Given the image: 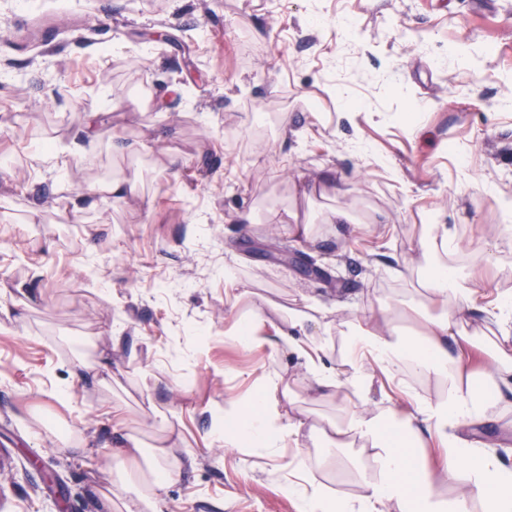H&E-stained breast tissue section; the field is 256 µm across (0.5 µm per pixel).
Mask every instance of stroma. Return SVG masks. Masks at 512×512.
I'll return each instance as SVG.
<instances>
[{
    "instance_id": "1",
    "label": "stroma",
    "mask_w": 512,
    "mask_h": 512,
    "mask_svg": "<svg viewBox=\"0 0 512 512\" xmlns=\"http://www.w3.org/2000/svg\"><path fill=\"white\" fill-rule=\"evenodd\" d=\"M511 97L512 0H0V512H103L135 493L112 483L121 433L167 428L184 466L164 512H296L298 454L359 493L366 461L324 465L317 434L347 403L229 333L263 297L276 321L388 307L416 335L429 224L456 228L449 266L512 292ZM132 175L137 196L97 195ZM270 374L310 431L216 444L214 415ZM459 433L512 461V407Z\"/></svg>"
}]
</instances>
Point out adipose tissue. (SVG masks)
Returning <instances> with one entry per match:
<instances>
[{"mask_svg":"<svg viewBox=\"0 0 512 512\" xmlns=\"http://www.w3.org/2000/svg\"><path fill=\"white\" fill-rule=\"evenodd\" d=\"M476 280L444 264L427 275L424 299L434 313L417 339L399 335L385 310L347 322L339 356L330 326L318 318L292 315L273 326V348L296 356L319 396L347 392L360 403L322 429L323 442L336 448L359 444L376 465L362 477L360 494L335 498L307 458H298L303 480L285 486L297 512H512V463L458 433L459 427L487 422L494 408L512 407V346L489 348L465 330L481 309ZM410 372L434 384L436 393L415 390L406 378ZM396 388L405 393V405L395 400ZM276 390V382L268 381L247 409H225L216 441L281 448L297 440L305 423H283ZM119 451L129 466L148 453L155 459L143 492L121 499L120 512H163L164 492L181 470L166 438L150 447L127 433ZM128 468L118 469V480L128 479Z\"/></svg>","mask_w":512,"mask_h":512,"instance_id":"obj_1","label":"adipose tissue"}]
</instances>
